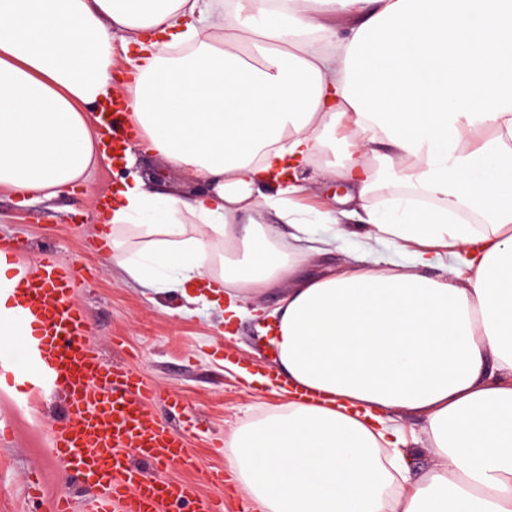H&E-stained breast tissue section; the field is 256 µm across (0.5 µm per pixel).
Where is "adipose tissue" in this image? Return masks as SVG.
I'll return each mask as SVG.
<instances>
[{
  "label": "adipose tissue",
  "mask_w": 512,
  "mask_h": 512,
  "mask_svg": "<svg viewBox=\"0 0 512 512\" xmlns=\"http://www.w3.org/2000/svg\"><path fill=\"white\" fill-rule=\"evenodd\" d=\"M115 98L149 152L210 190L125 183L96 215L113 260L236 316L288 286L270 343L289 400L228 443L254 512H512V0H0V187L86 181L92 111ZM341 120L337 169L322 156ZM306 167L347 187L323 223L357 205L417 271L303 275L334 244L291 201L305 183L280 184ZM439 248L453 262L431 277ZM23 274L0 255L1 337L36 334L13 308ZM393 410L424 415L427 475Z\"/></svg>",
  "instance_id": "ef3b65f1"
}]
</instances>
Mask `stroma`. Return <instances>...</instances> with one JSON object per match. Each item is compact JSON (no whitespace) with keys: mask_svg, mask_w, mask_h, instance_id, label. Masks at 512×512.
Listing matches in <instances>:
<instances>
[{"mask_svg":"<svg viewBox=\"0 0 512 512\" xmlns=\"http://www.w3.org/2000/svg\"><path fill=\"white\" fill-rule=\"evenodd\" d=\"M130 167L99 163L87 182L62 190L52 198L22 203L10 190L0 188V241L22 246L21 264L36 267L45 252L73 263L78 284L77 301L86 309L92 334L105 362L124 366L138 375L146 388L172 393L184 403L182 419L190 425L189 446L196 464L168 469V478L195 484L201 492L223 501V512H252L240 490L211 482L210 472L226 468L220 450L243 422L263 417L287 400L277 384L253 381L252 373L270 358L269 338L262 321L250 316L225 323L224 312L201 303L187 305L180 289L142 287L129 279L109 252H94L96 226L93 202L111 193L125 177H140L157 194L191 195L203 189L190 173L168 167L159 157L137 149ZM336 247L315 256L306 266L309 274L334 270L344 264L370 268H414L411 251L381 240L364 247L368 230L358 218L343 220ZM337 226L311 223L316 238L332 236ZM59 413L53 399L33 396L22 403L12 387L0 386V419L9 421L11 436L0 442V512H50L56 495L80 501L84 488L70 482L65 466L50 450V432ZM394 422L406 425L408 463L420 473L434 460L426 450L420 415L397 411ZM36 478L43 490L30 499L23 486Z\"/></svg>","mask_w":512,"mask_h":512,"instance_id":"1","label":"stroma"}]
</instances>
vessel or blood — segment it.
Wrapping results in <instances>:
<instances>
[{"instance_id":"vessel-or-blood-1","label":"vessel or blood","mask_w":512,"mask_h":512,"mask_svg":"<svg viewBox=\"0 0 512 512\" xmlns=\"http://www.w3.org/2000/svg\"><path fill=\"white\" fill-rule=\"evenodd\" d=\"M73 265L44 256L13 292L20 323L37 331L34 347L0 352V377L26 393H55L62 414L51 430L53 454L69 477L96 487L86 512H222L192 485L163 478L188 464L192 451L176 425L183 409L173 395H151L128 369L105 364L88 316L75 301Z\"/></svg>"}]
</instances>
